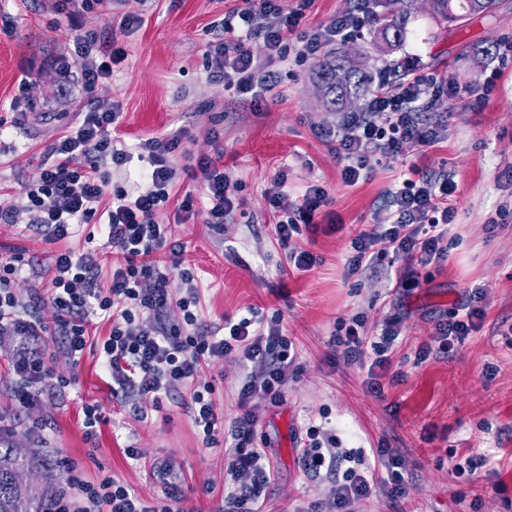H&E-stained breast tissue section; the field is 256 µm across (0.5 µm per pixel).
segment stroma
<instances>
[{
  "mask_svg": "<svg viewBox=\"0 0 512 512\" xmlns=\"http://www.w3.org/2000/svg\"><path fill=\"white\" fill-rule=\"evenodd\" d=\"M228 8L227 0H123L107 19L77 5L61 8L58 0H0V186L20 209L17 223H0V254L22 252L32 265L16 284L18 294L28 297L39 285L38 269L58 248L29 227L22 185L87 110L80 81L61 79L57 63L73 60L75 35L115 38L128 56L98 95L119 103L114 132L131 160L110 172L108 190L137 194L147 167L139 142L180 133L162 219L185 247L182 268L197 277L202 322L220 328L225 317L252 307L263 321L280 318L296 353L281 400L257 407L254 444L266 449L273 470L265 512H296L327 496L329 480L307 475L301 464L311 420L335 428L344 447L398 449L410 472V512H512V0H497L493 16L450 28L436 25L432 0H416L400 45L386 47L370 28L329 44L370 76L396 63L459 90L452 99L426 100L422 119L451 115L434 146L405 145L386 166L368 157L369 173L354 185L343 182L341 160L317 136L319 128L338 129L342 116L326 106L317 61L289 63L260 112L231 101L223 82L210 77V27ZM128 13L140 15L142 24L122 29ZM487 82L493 85L488 95ZM217 156L236 186L238 207L224 224L211 225L198 161ZM413 164L445 172L457 186L447 261L416 268L420 286L410 293L396 289L394 266L347 276L352 238L376 223L389 191ZM282 169L290 196L319 183L331 200L316 228L294 240L321 259L304 274L277 242L266 204ZM188 195L196 214L182 221L178 209ZM182 268L167 270L176 293ZM477 288L483 292L478 329L452 358L418 360L437 320L460 311ZM394 311L403 316V332L379 399L364 388L365 370L346 364L331 336L339 321L358 313L375 333ZM31 315L49 328L42 344L51 367L72 384L22 411L8 369L13 344L0 339V443L34 456L39 473L58 485L72 463L86 480L114 477L151 506L177 495L187 512H224V447H207L195 434L189 389L144 399L148 417L140 419L130 403L113 398L95 346L71 362L50 331L51 306L41 303ZM204 375L214 386L217 412L232 423L241 413V366L215 360ZM93 402L102 405L105 421L89 436L81 408ZM129 445L138 459L125 455ZM471 455L486 456L487 465L473 481L456 480L454 466Z\"/></svg>",
  "mask_w": 512,
  "mask_h": 512,
  "instance_id": "1",
  "label": "stroma"
}]
</instances>
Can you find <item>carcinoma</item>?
Wrapping results in <instances>:
<instances>
[{"label": "carcinoma", "mask_w": 512, "mask_h": 512, "mask_svg": "<svg viewBox=\"0 0 512 512\" xmlns=\"http://www.w3.org/2000/svg\"><path fill=\"white\" fill-rule=\"evenodd\" d=\"M382 2L384 12L375 15L380 39L387 46L399 44L406 33V25L413 0H370ZM496 0H433L434 20L437 25L450 26L472 15H491ZM347 74L344 82L336 83V72ZM327 102L336 107L347 97L365 91L368 76L344 61L332 56L326 58L317 70ZM35 460L15 448H0V512H50L52 493L46 487L27 482L24 474L34 467Z\"/></svg>", "instance_id": "carcinoma-1"}]
</instances>
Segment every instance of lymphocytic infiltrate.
I'll return each instance as SVG.
<instances>
[{
    "label": "lymphocytic infiltrate",
    "mask_w": 512,
    "mask_h": 512,
    "mask_svg": "<svg viewBox=\"0 0 512 512\" xmlns=\"http://www.w3.org/2000/svg\"><path fill=\"white\" fill-rule=\"evenodd\" d=\"M313 0H296L291 11H282L280 0H241L213 27L207 68L222 79L226 91L238 100L261 110L268 94L280 83L278 64L308 61L320 57L324 46L373 22L365 8L340 15L312 29L302 21ZM78 79L88 94H95L114 65L126 58L124 49L113 41L93 34L74 39ZM445 94L456 97L452 83L411 73L399 78L380 74L365 98L360 112L343 117L341 131L319 129V138L334 145L343 160L342 180L356 184L366 169L367 156L387 162L403 146L413 143L428 147L437 139L435 125L424 122L418 108L427 97ZM118 105H91L82 123L59 138L51 149L54 162L41 163L24 184L25 211L31 226L54 242L74 237L76 227L103 219L105 247L116 254L108 287L99 284L100 260L91 252L66 248L54 254L44 267L47 301L55 311V331L62 339L68 358L79 359L86 346L87 326L93 318L107 320L110 332L99 344L103 368L112 379L116 398L158 396L181 384H193L189 409L194 427L206 444L213 445L223 432L233 441L227 454V483L224 498L227 512H244L257 502L270 481L271 468L264 449L255 446L254 427L258 422L253 399L277 401L294 363L292 342L284 336L279 319L259 325L255 317L225 319L222 330L203 325L199 314V288L191 270L182 273L183 293L174 296L167 273L156 256L167 251L173 264H180L183 245L174 241L168 225L159 216L167 205L175 181L170 155L179 136L149 138L141 142L149 167L142 173V191L129 195L116 191L104 202L108 177L101 161L122 168L128 161L126 148L117 145L109 128L119 116ZM84 165L73 166L75 157ZM205 175V197L209 207L206 221L223 223L235 208L230 180L218 161L199 162ZM288 174L279 171L277 192L267 195L269 208L276 213L274 233L281 245L301 236L329 199L325 188L312 184L298 199L286 190ZM455 185L446 175L432 174L419 165L405 170L400 188L391 192L385 220L351 241L346 261L348 274L377 267L380 256L376 241H387L396 259L405 267L442 265L448 259V227L453 209L449 198ZM26 261L22 254L0 256V336L14 342L11 370L17 380V401L21 409L35 407L46 387L63 389L70 379L57 376L43 357L35 320L17 294L14 284ZM465 313L435 325L434 347H423L419 359L430 353L447 357L457 351L477 328L483 311L480 292H473ZM149 315L146 326L141 316ZM402 332V319L387 314L377 335L365 334L362 316L340 322L332 336L342 348L347 363L367 371L368 392L382 396V379L392 365V354ZM240 363L254 364L239 391L242 412L232 429H225L212 399L211 383L200 382L204 364L227 356ZM307 449L302 465L307 474L326 475L332 482L327 498L310 505L306 512H351L353 504L383 495L400 506L409 495L408 469L404 457L394 448L363 449L343 447L335 430L309 425L305 431ZM52 512H172L170 506H149L118 480L106 477L92 483L83 479L76 467H69L62 486L53 497Z\"/></svg>",
    "instance_id": "lymphocytic-infiltrate-1"
}]
</instances>
